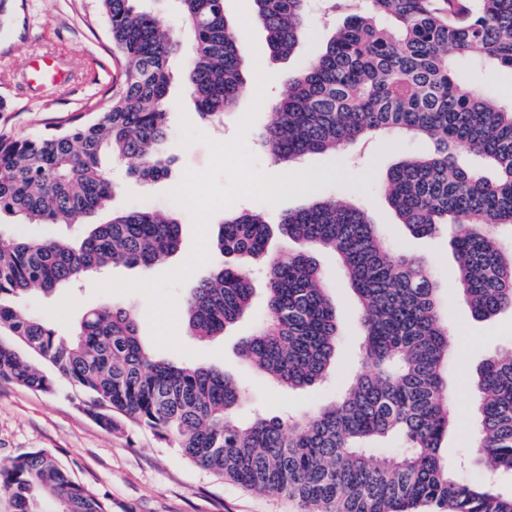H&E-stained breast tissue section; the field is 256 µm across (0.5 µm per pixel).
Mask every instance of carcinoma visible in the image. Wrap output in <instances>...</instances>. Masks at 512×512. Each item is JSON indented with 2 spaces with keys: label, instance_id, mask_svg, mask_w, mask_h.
I'll return each instance as SVG.
<instances>
[{
  "label": "carcinoma",
  "instance_id": "cac0c4a2",
  "mask_svg": "<svg viewBox=\"0 0 512 512\" xmlns=\"http://www.w3.org/2000/svg\"><path fill=\"white\" fill-rule=\"evenodd\" d=\"M118 81L65 126L0 137V216L20 224H83L106 210L116 186L103 157L131 161L144 181L168 174L160 145L164 102L179 42L143 0H97ZM194 39L184 81L197 114L220 120L235 108L246 61L224 0H179ZM272 54L291 56L308 33L311 0H252ZM326 0L343 12L324 50L288 75V93L260 138L288 166L341 151L385 131L431 149L396 163L384 191L414 236L457 225L455 284L476 320L512 311V102L466 83L457 60L512 69V0ZM291 251L272 253L262 209L227 214L215 247L224 264L196 280L182 316L202 340L249 314L254 288L239 273L265 265L268 313L240 353L273 384L321 383L336 361L339 324L316 254L341 265L363 327L360 368L347 389L315 411L288 418L235 411L248 394L222 369L176 366L142 344L138 317L118 305L85 313L69 340L17 307L88 273L123 264L149 268L179 250L180 224L149 208L112 214L84 236L33 243L0 233V380L50 393L66 382L103 428L121 421L151 431L200 468L305 512H512V351L477 370L471 464L493 478L468 480L444 456L455 422L448 392L451 344L430 260L393 252L368 214L347 198L313 199L281 216ZM13 512H111L105 493L76 482L55 455L35 449L0 464Z\"/></svg>",
  "mask_w": 512,
  "mask_h": 512
}]
</instances>
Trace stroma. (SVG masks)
Instances as JSON below:
<instances>
[{
	"instance_id": "obj_1",
	"label": "stroma",
	"mask_w": 512,
	"mask_h": 512,
	"mask_svg": "<svg viewBox=\"0 0 512 512\" xmlns=\"http://www.w3.org/2000/svg\"><path fill=\"white\" fill-rule=\"evenodd\" d=\"M12 4L11 27L0 31V97L11 104L10 111L0 112V135L37 136L64 124L71 115L87 111L114 84L117 72L104 23L91 21L96 0H12ZM148 5L181 41L171 60L173 80L166 102L169 135L162 146L170 161L169 175L157 182L143 183L128 174L126 164H112V181L118 187L112 207L120 211L147 206L164 214H176L181 244L176 255L150 268H112L108 273L112 279L157 278L174 271L191 255L192 216L169 194L186 169L206 166L209 153L200 143L181 145L182 120H189L214 140L227 142L240 131L239 124L250 107H257L256 117L245 132L246 144L261 171L269 175L283 173V166L272 162L258 134L272 122L273 106L286 91L289 72L317 56L331 35L330 28L313 21L312 31L297 53L276 59L269 52L265 29L257 20H250L259 65L273 79L263 89L254 79H247L239 91L235 110L226 113L222 122L205 123L198 118L195 101L182 78L193 40L183 22L179 2L149 0ZM43 56L56 59L68 73V83L36 80L32 62ZM424 149L421 142L387 132L367 142L349 144L337 154L307 155L300 166L308 173V190L293 192L290 199L271 206L270 215L275 218L308 199L348 191L377 224L391 250L412 252L431 260L444 287V317L454 341L448 381L453 388L456 420L444 443L448 459L453 462L473 451L475 412L471 382L483 362L512 348V311L489 321L475 320L448 276L456 264L449 245L453 227H441L433 236L414 237L390 209L382 188L386 171L402 157ZM319 263L336 304L341 336L336 364L325 382L306 391L272 386L239 354L242 339L266 314L265 272L260 265L243 270L255 291L249 315L210 342L197 340L188 333L185 322H177L176 333L183 346L179 352L156 346L145 321L148 303L141 293L114 295L98 291L100 278L96 275L50 295L30 293L19 306L51 318L58 333L68 336L84 312L109 302L122 305L142 316V339L156 357L178 366H216L244 381L249 401L238 411L241 421L251 420L257 408L272 416H295L332 402L346 389L357 367L363 334L359 305L344 272L332 256L320 255ZM33 449L53 453L78 482L107 494L112 500V512H301L296 501L258 494L217 479L181 456L177 449L159 443L148 431L130 424L112 432L105 430L67 387L43 393L0 381V462Z\"/></svg>"
}]
</instances>
